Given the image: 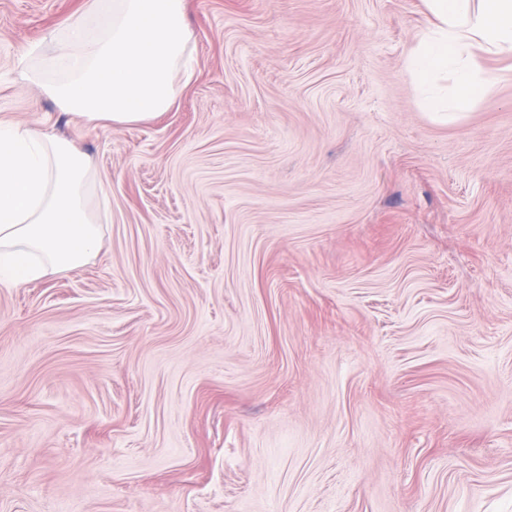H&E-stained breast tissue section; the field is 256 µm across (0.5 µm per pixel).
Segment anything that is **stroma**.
Wrapping results in <instances>:
<instances>
[{"label": "stroma", "instance_id": "stroma-1", "mask_svg": "<svg viewBox=\"0 0 512 512\" xmlns=\"http://www.w3.org/2000/svg\"><path fill=\"white\" fill-rule=\"evenodd\" d=\"M86 0H0V122L108 174L103 247L0 288V512H512V58L424 111L423 0H186L175 105L20 77Z\"/></svg>", "mask_w": 512, "mask_h": 512}]
</instances>
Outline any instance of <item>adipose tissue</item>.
I'll return each instance as SVG.
<instances>
[{
  "mask_svg": "<svg viewBox=\"0 0 512 512\" xmlns=\"http://www.w3.org/2000/svg\"><path fill=\"white\" fill-rule=\"evenodd\" d=\"M432 17L407 69L424 108L482 96V58L512 54V0H424ZM185 0H87L86 16L52 37L59 79L44 92L87 122L130 127L169 111L194 76ZM105 173L65 140L0 124V285L37 282L94 258L101 233L84 205Z\"/></svg>",
  "mask_w": 512,
  "mask_h": 512,
  "instance_id": "adipose-tissue-1",
  "label": "adipose tissue"
}]
</instances>
